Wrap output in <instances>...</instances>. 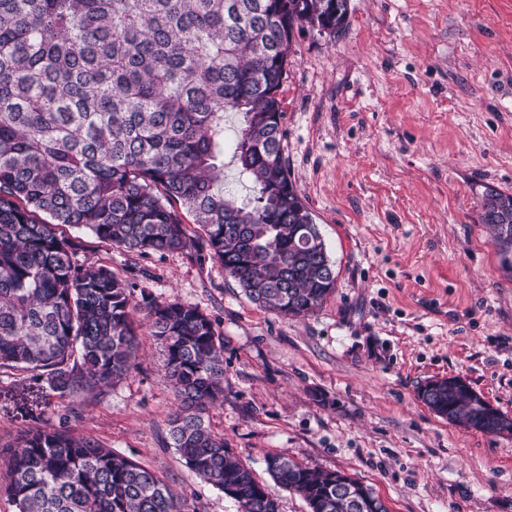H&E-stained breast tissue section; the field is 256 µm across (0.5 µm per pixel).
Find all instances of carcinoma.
<instances>
[{"label":"carcinoma","mask_w":512,"mask_h":512,"mask_svg":"<svg viewBox=\"0 0 512 512\" xmlns=\"http://www.w3.org/2000/svg\"><path fill=\"white\" fill-rule=\"evenodd\" d=\"M348 15L349 0H0V368L60 392L134 368L131 286L77 263L60 224L129 253L205 249L252 303L283 317L324 304L334 264L284 161L277 93L294 29L334 36ZM226 112L240 117L230 142ZM227 151L249 182L244 197L224 190ZM180 208L202 235H188ZM480 219L512 268V193L485 188ZM146 308L175 392L174 447L240 512H279L207 423L224 401L215 321L177 299ZM424 404L489 435L497 423L465 390H433ZM7 466L16 512H182L155 472L49 421ZM265 470L309 512H356L334 471L286 453L267 455Z\"/></svg>","instance_id":"1"}]
</instances>
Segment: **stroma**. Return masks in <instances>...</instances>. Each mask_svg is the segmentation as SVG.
<instances>
[{
	"label": "stroma",
	"mask_w": 512,
	"mask_h": 512,
	"mask_svg": "<svg viewBox=\"0 0 512 512\" xmlns=\"http://www.w3.org/2000/svg\"><path fill=\"white\" fill-rule=\"evenodd\" d=\"M339 35L296 29L278 92L284 157L335 263L303 318L251 303L194 249L137 255L82 229L134 296L198 307L224 338V402L209 425L261 481L264 458L340 471L389 512H512V437L438 417L426 381L464 377L512 415V272L480 220L512 192V0H349ZM165 350L141 325L135 370L60 393L0 368V485L25 431L51 420L153 470L187 512H238L172 444Z\"/></svg>",
	"instance_id": "35a3bbf8"
}]
</instances>
